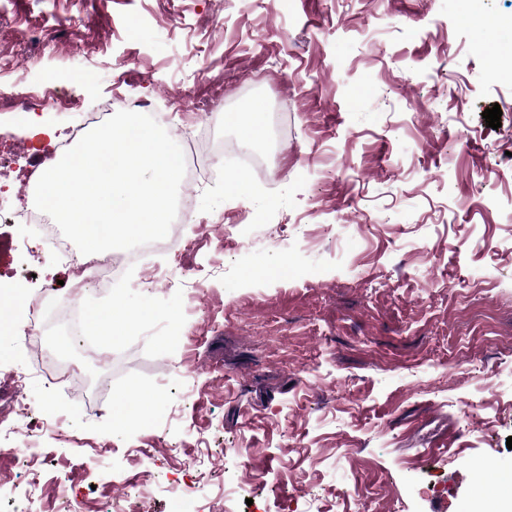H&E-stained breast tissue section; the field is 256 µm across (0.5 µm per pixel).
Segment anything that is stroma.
<instances>
[{
    "label": "stroma",
    "mask_w": 512,
    "mask_h": 512,
    "mask_svg": "<svg viewBox=\"0 0 512 512\" xmlns=\"http://www.w3.org/2000/svg\"><path fill=\"white\" fill-rule=\"evenodd\" d=\"M479 9L478 33L462 0H0L16 66L0 98L50 72L82 102L41 111L56 140L112 95L160 106L178 82L226 112L261 107L271 172L242 195L201 183L193 251L85 298L152 310L120 342L96 337L109 365L77 360L106 381L104 409L45 384L21 339L0 352V407L24 395L13 417L38 437L23 456L0 434V505L171 512L189 485L203 512H472L512 489V82L481 53L512 39V0ZM75 57L96 61L90 78ZM164 127L240 138L191 111ZM40 146L0 113V207ZM27 233L0 224L9 294L68 278L51 253L20 255ZM155 267L191 269V287H147ZM116 402L144 422L114 420ZM431 473L447 495L422 493Z\"/></svg>",
    "instance_id": "stroma-1"
}]
</instances>
